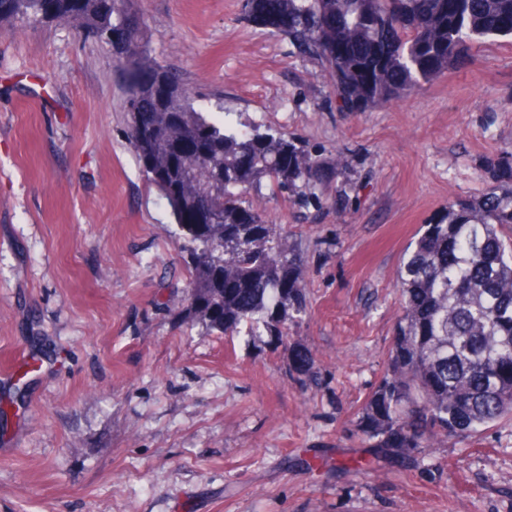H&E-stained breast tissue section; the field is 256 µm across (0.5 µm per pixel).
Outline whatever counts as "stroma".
<instances>
[{
  "instance_id": "obj_1",
  "label": "stroma",
  "mask_w": 512,
  "mask_h": 512,
  "mask_svg": "<svg viewBox=\"0 0 512 512\" xmlns=\"http://www.w3.org/2000/svg\"><path fill=\"white\" fill-rule=\"evenodd\" d=\"M138 5L199 108L223 95L226 123L335 159L333 208L269 210L307 254L306 313L283 345L186 329L179 228L127 139L111 47L1 27L0 512H512V417L419 463L357 432L416 232L512 185V39L351 112L242 0Z\"/></svg>"
}]
</instances>
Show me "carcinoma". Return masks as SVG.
<instances>
[{
	"mask_svg": "<svg viewBox=\"0 0 512 512\" xmlns=\"http://www.w3.org/2000/svg\"><path fill=\"white\" fill-rule=\"evenodd\" d=\"M136 0H0V23L72 26L112 47L130 87V144L167 201L190 258L183 321L285 344L303 313L305 253L267 205L319 213L336 163L281 134L228 129L198 110L180 75L153 60ZM245 20L319 61L342 107L369 109L440 78L471 44L512 38V0H242ZM152 59H127L130 46ZM402 312L363 440L407 457L512 416V187L448 202L397 273Z\"/></svg>",
	"mask_w": 512,
	"mask_h": 512,
	"instance_id": "1",
	"label": "carcinoma"
}]
</instances>
